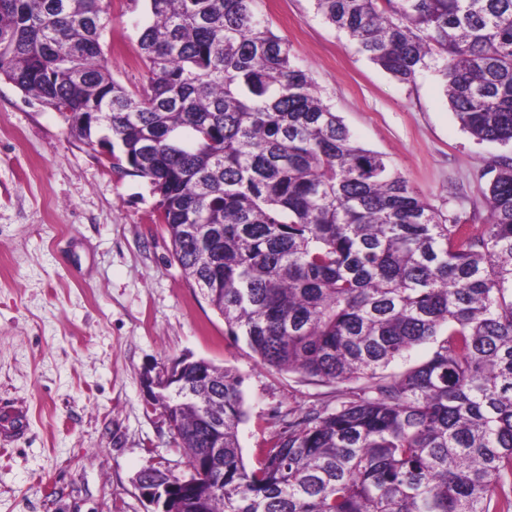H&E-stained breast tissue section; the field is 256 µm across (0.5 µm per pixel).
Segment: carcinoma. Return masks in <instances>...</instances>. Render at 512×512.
Segmentation results:
<instances>
[{
	"instance_id": "carcinoma-1",
	"label": "carcinoma",
	"mask_w": 512,
	"mask_h": 512,
	"mask_svg": "<svg viewBox=\"0 0 512 512\" xmlns=\"http://www.w3.org/2000/svg\"><path fill=\"white\" fill-rule=\"evenodd\" d=\"M264 4L146 0L149 77L130 90L103 0H0V78L148 182L234 339L278 371L363 381L288 412L249 467L240 377L196 362L159 408L204 477L144 480L175 485L170 512H512V152L482 173L487 223L447 221L357 143ZM314 4L398 82L434 70L464 131L512 146V0Z\"/></svg>"
}]
</instances>
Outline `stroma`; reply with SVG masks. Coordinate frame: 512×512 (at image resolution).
I'll use <instances>...</instances> for the list:
<instances>
[{
	"label": "stroma",
	"instance_id": "obj_1",
	"mask_svg": "<svg viewBox=\"0 0 512 512\" xmlns=\"http://www.w3.org/2000/svg\"><path fill=\"white\" fill-rule=\"evenodd\" d=\"M102 44L113 77L130 64L144 0H108ZM323 100L364 148L380 152L445 217L484 224L482 173L505 148L461 129L431 70L401 84L317 14L313 0H270ZM234 367L245 463L289 410L332 405L336 387L263 365L173 256L156 198L70 135L63 117L0 79V408L27 417L0 439V512H149L135 483L149 466L185 470L143 376L184 355Z\"/></svg>",
	"mask_w": 512,
	"mask_h": 512
}]
</instances>
